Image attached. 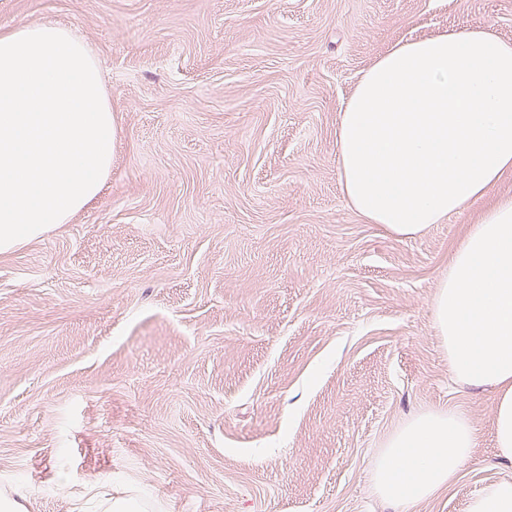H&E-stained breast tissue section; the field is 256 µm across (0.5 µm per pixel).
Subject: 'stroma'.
<instances>
[{
    "label": "stroma",
    "instance_id": "1",
    "mask_svg": "<svg viewBox=\"0 0 512 512\" xmlns=\"http://www.w3.org/2000/svg\"><path fill=\"white\" fill-rule=\"evenodd\" d=\"M97 59L120 127L99 199L0 255V494L73 512H466L512 481L491 387L454 380L433 324L453 251L512 175L397 238L348 202L341 107L397 41L491 28L512 0H0ZM480 440L402 510L371 460L413 414ZM90 499H97L99 508L95 511L102 512H143L147 510L148 504L145 501L135 498H100L96 491L89 490Z\"/></svg>",
    "mask_w": 512,
    "mask_h": 512
}]
</instances>
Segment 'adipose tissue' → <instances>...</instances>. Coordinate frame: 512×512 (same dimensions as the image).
Returning a JSON list of instances; mask_svg holds the SVG:
<instances>
[{
    "instance_id": "ef3b65f1",
    "label": "adipose tissue",
    "mask_w": 512,
    "mask_h": 512,
    "mask_svg": "<svg viewBox=\"0 0 512 512\" xmlns=\"http://www.w3.org/2000/svg\"><path fill=\"white\" fill-rule=\"evenodd\" d=\"M345 193L370 223L407 238L512 172V44L486 30L393 44L360 77L337 132ZM433 323L458 381L495 393V446L512 460V197L489 205L455 249ZM478 432L448 408L410 418L371 462L375 492L437 496Z\"/></svg>"
}]
</instances>
